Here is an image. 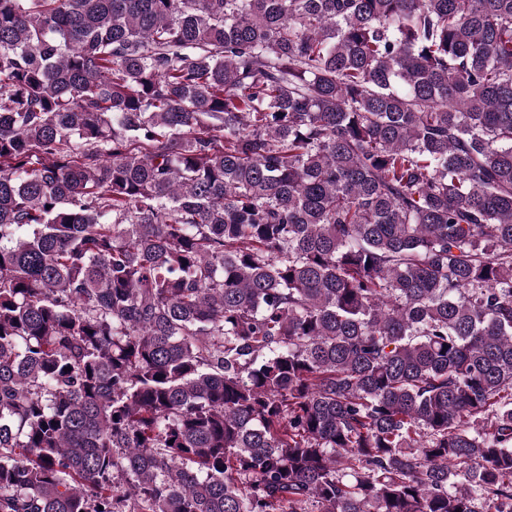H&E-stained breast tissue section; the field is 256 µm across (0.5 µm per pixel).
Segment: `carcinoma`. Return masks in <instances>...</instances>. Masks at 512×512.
Returning <instances> with one entry per match:
<instances>
[{
    "mask_svg": "<svg viewBox=\"0 0 512 512\" xmlns=\"http://www.w3.org/2000/svg\"><path fill=\"white\" fill-rule=\"evenodd\" d=\"M0 512H512V0H0Z\"/></svg>",
    "mask_w": 512,
    "mask_h": 512,
    "instance_id": "cac0c4a2",
    "label": "carcinoma"
}]
</instances>
